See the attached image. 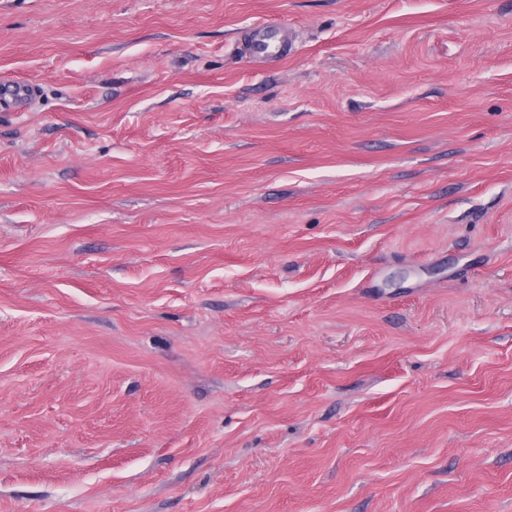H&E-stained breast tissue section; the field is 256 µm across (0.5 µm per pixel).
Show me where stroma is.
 <instances>
[{"label":"stroma","mask_w":512,"mask_h":512,"mask_svg":"<svg viewBox=\"0 0 512 512\" xmlns=\"http://www.w3.org/2000/svg\"><path fill=\"white\" fill-rule=\"evenodd\" d=\"M18 81L0 512H512V0H0ZM282 26H257L248 29L250 37L246 54L249 58L281 59L293 51V42L287 43L283 37Z\"/></svg>","instance_id":"35a3bbf8"}]
</instances>
